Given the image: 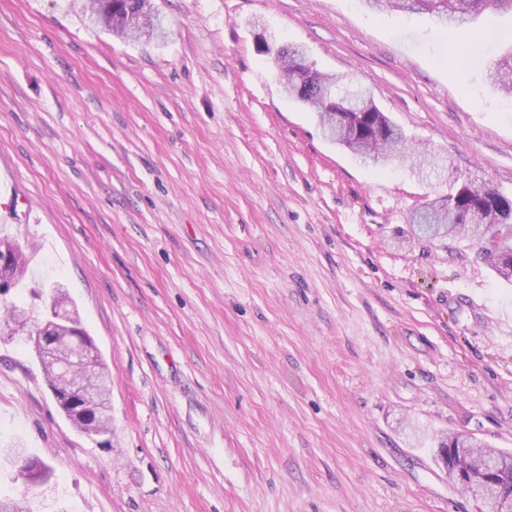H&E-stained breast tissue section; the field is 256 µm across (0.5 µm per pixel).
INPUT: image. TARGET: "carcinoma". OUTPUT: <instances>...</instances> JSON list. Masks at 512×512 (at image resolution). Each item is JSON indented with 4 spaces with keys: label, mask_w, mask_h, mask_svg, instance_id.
Listing matches in <instances>:
<instances>
[{
    "label": "carcinoma",
    "mask_w": 512,
    "mask_h": 512,
    "mask_svg": "<svg viewBox=\"0 0 512 512\" xmlns=\"http://www.w3.org/2000/svg\"><path fill=\"white\" fill-rule=\"evenodd\" d=\"M376 11L402 13H426L435 16L453 33L475 16L487 9L512 12V0H362ZM89 20L117 35L159 38L164 32L159 15L152 9L150 0H90ZM276 62L279 77L288 95L294 100L313 108L319 126L331 141L346 147L363 161L375 165L393 158L410 157L417 153L408 143L402 130L393 124L373 103L361 108V114L351 113L350 124L344 128L335 125L339 104H331L323 97V90L339 86L341 78L322 73L307 63L304 52L298 47H282L277 50ZM492 83L508 95H512V51L500 58L490 70ZM412 237L429 242L467 241L479 245L481 239L497 240L493 251H478L483 261L498 278L512 283V198L483 185L470 182L454 192L432 199L422 207V215L411 217ZM23 249V261L12 284L20 291L29 287V257ZM49 387L56 393L54 399L64 416L68 385L55 383L51 371L40 355H35ZM112 415L108 387H103L102 404L92 441L111 431ZM464 441L453 434L441 441L439 456L453 479L460 469L475 476L464 484L472 495L484 499L488 508L496 512L502 507L501 500L512 496V454L494 451L483 453L477 445L463 453Z\"/></svg>",
    "instance_id": "cac0c4a2"
}]
</instances>
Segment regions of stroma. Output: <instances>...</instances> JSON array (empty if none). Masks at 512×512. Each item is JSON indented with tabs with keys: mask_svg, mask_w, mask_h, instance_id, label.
Segmentation results:
<instances>
[{
	"mask_svg": "<svg viewBox=\"0 0 512 512\" xmlns=\"http://www.w3.org/2000/svg\"><path fill=\"white\" fill-rule=\"evenodd\" d=\"M165 42L84 0H0V237L63 284L112 369L104 444L0 338V441L51 465L31 512H485L433 446L512 452V284L409 240L463 182L512 197V13L456 38L362 0H153ZM359 85L409 142L374 167L290 100L258 39ZM490 78L501 91L512 95V45L511 51L493 65L490 70Z\"/></svg>",
	"mask_w": 512,
	"mask_h": 512,
	"instance_id": "35a3bbf8",
	"label": "stroma"
}]
</instances>
